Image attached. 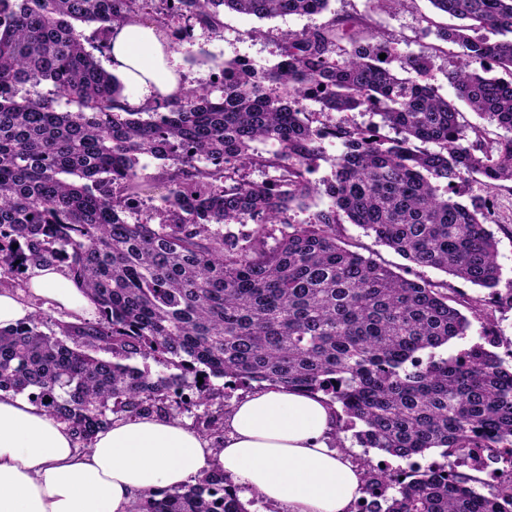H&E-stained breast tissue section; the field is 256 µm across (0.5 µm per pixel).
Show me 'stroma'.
I'll return each mask as SVG.
<instances>
[{"instance_id":"35a3bbf8","label":"stroma","mask_w":512,"mask_h":512,"mask_svg":"<svg viewBox=\"0 0 512 512\" xmlns=\"http://www.w3.org/2000/svg\"><path fill=\"white\" fill-rule=\"evenodd\" d=\"M330 10L340 16L366 19L372 27L384 32L396 42L401 53H433V68L429 81L443 96L455 97L456 91L447 78L448 63L461 55L462 49L452 43H439L437 29L454 25V18L437 12L430 0H404L398 8L385 11L376 0H331ZM224 28L214 34L206 29L188 26L179 19L171 20L169 40L182 59L187 86L210 85L218 75L219 63L245 58L260 67H271L279 59L277 38L280 32H299L323 23L320 15H286L272 20L224 12ZM431 52V51H430ZM488 195L494 204L492 223L488 228L493 233L501 266V281L496 290L490 291L441 270L414 264L380 244L373 233L361 227L345 223L336 230L339 245L356 251L405 278L436 285L447 293L449 303L465 315L471 323L467 336L452 339L448 345L438 348L439 356L446 357L479 343L486 321H493L497 333L496 354L506 366H512V182H504L492 192H485L481 184L467 181L456 184L451 192L454 199L470 203L471 199ZM219 394L208 407L185 405L180 418L195 423L204 413L228 412L234 403L250 392L249 387L228 379L212 381Z\"/></svg>"}]
</instances>
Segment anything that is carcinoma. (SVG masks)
I'll return each mask as SVG.
<instances>
[{
    "instance_id": "carcinoma-1",
    "label": "carcinoma",
    "mask_w": 512,
    "mask_h": 512,
    "mask_svg": "<svg viewBox=\"0 0 512 512\" xmlns=\"http://www.w3.org/2000/svg\"><path fill=\"white\" fill-rule=\"evenodd\" d=\"M430 3L463 21L436 31L463 48L448 63L456 99L508 132L478 150L465 144L455 99L428 82L432 56L398 55L360 18L284 31L273 67L226 62L223 82L138 110L122 104L75 26L110 34L140 17L162 30L177 18L217 33L223 8L270 20L322 14L330 0H0V286L23 289L29 269L56 266L98 312L62 325L61 338L38 330L39 308L1 328L0 391L67 423L83 448L116 418L178 417L188 386L208 405L212 376L322 393L362 423L363 447L409 461L399 471L366 465L356 512H512L511 474L483 493L457 470L475 449L483 472L512 448V367L491 350L496 341L436 357L470 329L448 296L336 243L346 219L417 265L488 289L501 280L486 200L468 206L449 190L475 175L488 191L512 182V81L490 75L512 68V0ZM396 56L400 74L389 67ZM43 82L53 97L18 96ZM61 98L77 111H57ZM302 100L328 114L369 110L395 136L315 126ZM327 137L342 152L319 186L309 174ZM143 154L163 161L164 224L125 219L150 188ZM246 169L268 178L248 180ZM320 191L328 208L292 223L288 212ZM250 221L257 229L242 243L211 228ZM97 351L152 357L171 372ZM196 426L224 442L221 418L206 413ZM430 448L446 462L415 461ZM137 512L248 509L224 474L208 472Z\"/></svg>"
}]
</instances>
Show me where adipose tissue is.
I'll use <instances>...</instances> for the list:
<instances>
[{
	"label": "adipose tissue",
	"instance_id": "obj_1",
	"mask_svg": "<svg viewBox=\"0 0 512 512\" xmlns=\"http://www.w3.org/2000/svg\"><path fill=\"white\" fill-rule=\"evenodd\" d=\"M108 56L129 108L181 97V58L155 24L114 28ZM31 299L90 319L96 306L58 268L31 270ZM336 426L325 399L269 386L224 417L216 444L179 420L126 418L80 447L69 426L27 398L0 391V512H133L148 493L218 470L283 512H352L363 471L329 445Z\"/></svg>",
	"mask_w": 512,
	"mask_h": 512
}]
</instances>
